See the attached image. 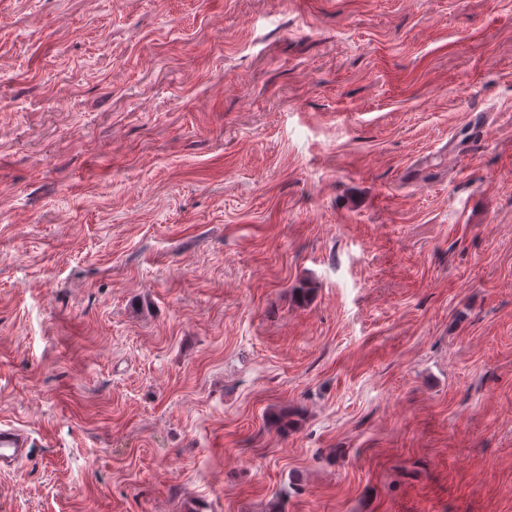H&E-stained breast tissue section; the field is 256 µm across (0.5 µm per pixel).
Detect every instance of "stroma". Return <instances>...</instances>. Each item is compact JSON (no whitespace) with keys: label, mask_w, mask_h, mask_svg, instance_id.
Here are the masks:
<instances>
[{"label":"stroma","mask_w":512,"mask_h":512,"mask_svg":"<svg viewBox=\"0 0 512 512\" xmlns=\"http://www.w3.org/2000/svg\"><path fill=\"white\" fill-rule=\"evenodd\" d=\"M0 512H512V0H0ZM34 444L31 434L13 425L0 426V471L16 468L27 460Z\"/></svg>","instance_id":"1"}]
</instances>
